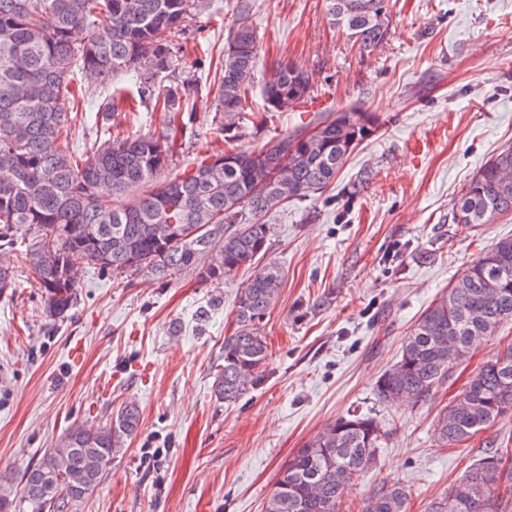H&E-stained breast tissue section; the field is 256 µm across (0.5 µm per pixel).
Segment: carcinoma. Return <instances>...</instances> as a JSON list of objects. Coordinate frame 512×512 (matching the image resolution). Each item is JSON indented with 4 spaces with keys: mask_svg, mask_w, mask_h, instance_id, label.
<instances>
[{
    "mask_svg": "<svg viewBox=\"0 0 512 512\" xmlns=\"http://www.w3.org/2000/svg\"><path fill=\"white\" fill-rule=\"evenodd\" d=\"M212 0H0V296L14 287L15 264L41 288L58 318L77 302L80 275L72 256L115 276L147 274L164 285L185 276L218 281L253 267L266 253L263 218L328 188L352 150L371 132V112L342 110L312 129L244 148L243 120L255 82L259 36L248 22L253 0H236V22L220 61L215 130L228 148L191 172L158 179L173 161L171 142L150 132L95 142L79 161L68 147L81 97L77 65L109 90L102 109L134 106L168 114L172 126L193 119L196 63L185 57L186 30L213 16ZM331 23L361 53L391 36L389 0H325ZM126 76L135 92L112 89ZM313 89L308 72L278 65L262 87L267 111L292 108ZM512 214V145L475 174L453 204L456 224H488ZM32 232L23 253L18 241ZM283 284L269 261L241 288L236 332L224 337V366L214 391L238 401L262 375L269 351L261 326ZM512 321V238L472 261L413 325L400 360L377 380L387 404L427 400L471 346ZM512 413V344L486 360L438 418V444L470 440ZM140 424L124 401L102 424H74L20 474L30 512H78L103 480L107 463ZM386 431L371 416H341L325 425L281 469L264 512H343L342 491L377 462ZM506 454L488 450L428 512H505L512 498ZM409 491L383 484L363 512H406Z\"/></svg>",
    "mask_w": 512,
    "mask_h": 512,
    "instance_id": "carcinoma-1",
    "label": "carcinoma"
}]
</instances>
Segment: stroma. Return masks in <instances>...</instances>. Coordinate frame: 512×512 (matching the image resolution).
I'll list each match as a JSON object with an SVG mask.
<instances>
[{"label":"stroma","mask_w":512,"mask_h":512,"mask_svg":"<svg viewBox=\"0 0 512 512\" xmlns=\"http://www.w3.org/2000/svg\"><path fill=\"white\" fill-rule=\"evenodd\" d=\"M217 5L223 23L203 17L188 28L195 57L224 51L235 3ZM389 10L390 39L363 54L329 23L324 0H256L259 77L290 62L311 73L314 88L307 103L282 112L266 111L253 90L243 145L352 106L375 113L379 127L334 185L268 216L265 258L284 281L262 326L268 363L239 402L217 400L213 383L247 272L164 285L85 264L78 302L62 320L46 314L27 272L0 297V479L16 512L27 507L14 475L69 426L105 420L128 398L139 404V430L79 512H262L285 462L322 426L352 413L387 431L376 466L343 496L353 512L394 481L411 488L407 512H425L484 449L512 451V415L460 446L437 444L440 411L512 342V322L475 345L427 400L391 406L375 394L420 314L467 264L512 237L510 214L475 227L452 219L479 168L512 145V0H389ZM74 80L87 91L76 152L112 129L163 134L174 148L164 172L172 178L225 148L211 125L212 70L199 73L186 132L160 111L107 116L98 80L79 69ZM144 448L164 449L157 469L143 467Z\"/></svg>","instance_id":"stroma-1"}]
</instances>
